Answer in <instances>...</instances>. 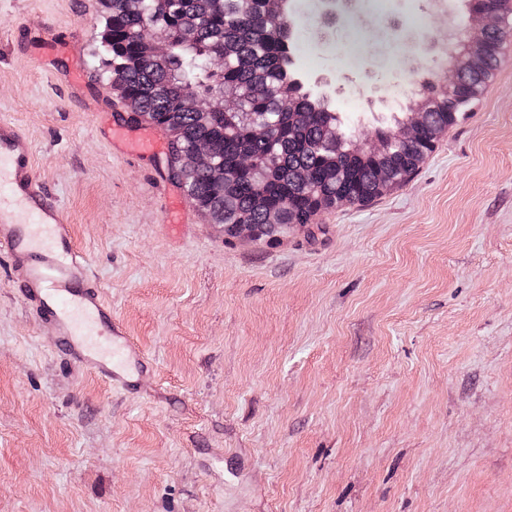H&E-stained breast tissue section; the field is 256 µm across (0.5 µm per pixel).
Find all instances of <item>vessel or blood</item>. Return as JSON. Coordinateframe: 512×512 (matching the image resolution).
Here are the masks:
<instances>
[{"label":"vessel or blood","mask_w":512,"mask_h":512,"mask_svg":"<svg viewBox=\"0 0 512 512\" xmlns=\"http://www.w3.org/2000/svg\"><path fill=\"white\" fill-rule=\"evenodd\" d=\"M104 132L124 154L145 159L162 142L152 123L130 135L101 115ZM0 251L24 302L53 328V342L69 360L112 386L134 390L147 360L93 283L86 255L76 247L71 224L34 170L29 137L0 121Z\"/></svg>","instance_id":"b4317fda"}]
</instances>
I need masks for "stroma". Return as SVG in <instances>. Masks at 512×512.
Masks as SVG:
<instances>
[{"instance_id": "stroma-1", "label": "stroma", "mask_w": 512, "mask_h": 512, "mask_svg": "<svg viewBox=\"0 0 512 512\" xmlns=\"http://www.w3.org/2000/svg\"><path fill=\"white\" fill-rule=\"evenodd\" d=\"M102 11L0 0V119L152 368L130 393L73 364L0 253V512H512V45L408 182L269 243L168 225V151L112 150ZM467 17L356 0L294 69L340 86L343 123L387 130L411 99L366 54L434 78ZM395 22L429 50L389 42ZM48 29L81 43V86L35 48Z\"/></svg>"}]
</instances>
